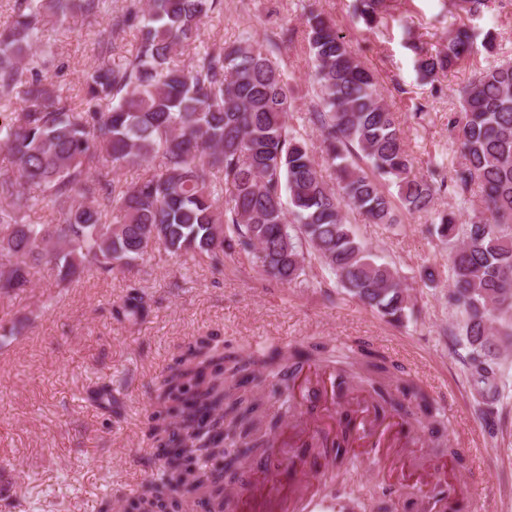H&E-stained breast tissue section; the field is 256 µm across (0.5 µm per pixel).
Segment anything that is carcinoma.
<instances>
[{
  "instance_id": "1",
  "label": "carcinoma",
  "mask_w": 512,
  "mask_h": 512,
  "mask_svg": "<svg viewBox=\"0 0 512 512\" xmlns=\"http://www.w3.org/2000/svg\"><path fill=\"white\" fill-rule=\"evenodd\" d=\"M490 0H454L471 16ZM106 0H18L0 29V296L30 287L46 259L66 289L82 273L110 274L144 259L148 247L191 260L224 264L246 256L271 281L291 285L309 260L331 271L347 294L389 321L409 305L398 269L357 239L343 208L374 224L398 223V212L427 214L437 193L452 189L463 208L438 215L437 234L453 245L450 301L462 314L460 341L470 381L481 395L499 394V362L512 336V62L478 73L459 94L460 113L448 135L461 162L450 180L412 174L398 116L381 97L377 77L336 25L307 6L305 38L316 85L306 117L321 137L324 159L339 175L323 180L307 136L290 127L289 78L276 55L290 28L231 45H206L193 62L177 63L201 41L203 20L222 0H130L122 13ZM390 0H354L372 29L392 17ZM104 19L103 49L133 28L135 52L124 64L84 75L86 107L72 104L41 75L38 52L46 25L72 11ZM494 47L487 31L462 25L444 48L414 45L415 67L435 77L467 59L476 41ZM149 167L127 184L124 163ZM397 188L385 192L382 182ZM48 211L50 222L31 224ZM322 344L258 356L226 355L206 338L182 354L155 388L150 434L161 465L131 512H224V473L203 459L238 447L232 474L262 462L275 428L267 419V379L295 381L304 367L326 366L344 379L354 373L370 388L378 416L395 412L410 427L435 429L429 401L380 353L362 360L321 356Z\"/></svg>"
}]
</instances>
